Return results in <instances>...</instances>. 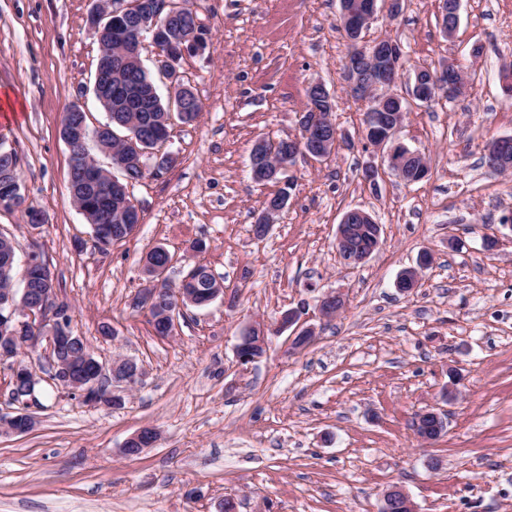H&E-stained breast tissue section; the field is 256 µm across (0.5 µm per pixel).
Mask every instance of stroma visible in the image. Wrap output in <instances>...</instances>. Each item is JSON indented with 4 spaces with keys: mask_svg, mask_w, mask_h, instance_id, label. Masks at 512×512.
Masks as SVG:
<instances>
[{
    "mask_svg": "<svg viewBox=\"0 0 512 512\" xmlns=\"http://www.w3.org/2000/svg\"><path fill=\"white\" fill-rule=\"evenodd\" d=\"M92 6L0 0V95L13 104L0 109V135L18 152L28 204L47 219L31 233L22 212L2 210L0 233L16 242L15 288L26 255L40 251L99 361L130 356L146 376L121 407H92L49 380L48 345L23 350L43 381L35 427L0 432V512H224L228 500L236 512H380L393 486L417 512H512V226L502 222L512 174L482 160L490 139L512 136L500 78L512 63V0H461L451 37L439 0H404L396 21L371 25L367 40L386 35L401 47L399 94L420 64L453 61L474 81L470 96L410 107L401 137L429 158V175L407 184L386 170L374 187L360 173L380 155L366 143L364 104L343 88L338 0H196L208 46L179 70L202 115L173 125L162 150L176 165L132 186L143 221L104 251L68 201L60 136L71 104L82 103L90 126L106 120L92 93ZM317 79L347 144L323 164L297 156L288 207L255 240L268 189L251 178L253 143L296 135ZM352 208L384 233L348 268L335 242ZM199 241L204 250L193 251ZM156 245L181 257L169 281L199 261L224 282L207 307L181 308L168 338L131 307L145 285L141 258ZM425 251L433 260L420 287L400 293L397 275ZM331 289L346 304L325 321L317 299ZM296 307L314 343L294 350L287 334L272 335L260 361L238 365L241 328ZM452 371L461 380L447 431L421 442L412 419L441 402ZM146 427L159 432L156 445L124 454Z\"/></svg>",
    "mask_w": 512,
    "mask_h": 512,
    "instance_id": "35a3bbf8",
    "label": "stroma"
}]
</instances>
